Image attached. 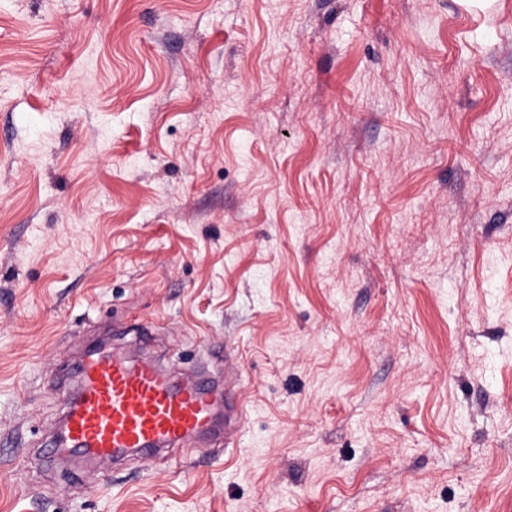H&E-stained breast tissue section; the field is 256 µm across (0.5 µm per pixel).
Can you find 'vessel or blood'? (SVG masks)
Masks as SVG:
<instances>
[{"label":"vessel or blood","instance_id":"obj_1","mask_svg":"<svg viewBox=\"0 0 512 512\" xmlns=\"http://www.w3.org/2000/svg\"><path fill=\"white\" fill-rule=\"evenodd\" d=\"M216 355L224 360L220 384L206 377L179 380L156 361L87 349L52 448L60 456L120 463L213 432L218 410L242 421L240 369L230 348L219 347Z\"/></svg>","mask_w":512,"mask_h":512}]
</instances>
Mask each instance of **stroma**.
<instances>
[{"label":"stroma","mask_w":512,"mask_h":512,"mask_svg":"<svg viewBox=\"0 0 512 512\" xmlns=\"http://www.w3.org/2000/svg\"><path fill=\"white\" fill-rule=\"evenodd\" d=\"M138 327L244 429L45 467ZM0 512H512V0H0Z\"/></svg>","instance_id":"obj_1"}]
</instances>
